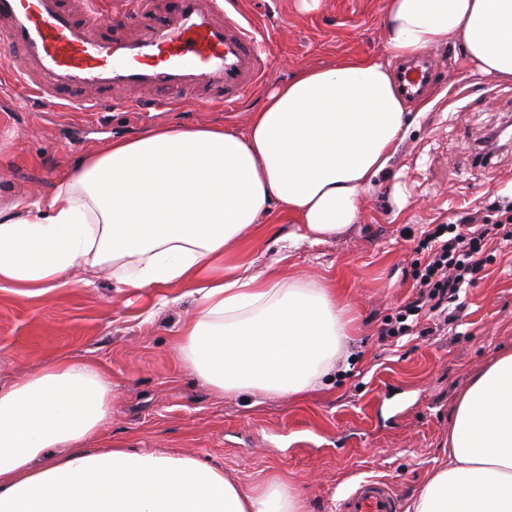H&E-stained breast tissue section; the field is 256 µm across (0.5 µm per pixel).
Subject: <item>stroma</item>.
<instances>
[{
	"instance_id": "1",
	"label": "stroma",
	"mask_w": 512,
	"mask_h": 512,
	"mask_svg": "<svg viewBox=\"0 0 512 512\" xmlns=\"http://www.w3.org/2000/svg\"><path fill=\"white\" fill-rule=\"evenodd\" d=\"M265 39L274 82L302 67L346 58L388 59L387 0H238ZM440 65L428 109L412 123L361 212L344 234L293 243L288 274L344 294L354 336L325 387L298 400L229 396L197 378L175 348L193 309L187 288L120 291L108 279L36 299L0 293V356L22 375L57 353L103 364L112 378L109 440L139 452H176L220 467L242 488L277 480L297 489L304 512H339L360 482H388L401 507L448 460V428L460 395L494 357L512 352V243L492 245L459 294L452 333L381 340L379 329L414 294L418 251L428 225L463 217L497 220L512 200V148L476 163L474 149L512 123V82H489L457 45L433 51ZM267 96L232 109L192 101L172 110L70 112L27 108L0 82V205L49 194L63 170L100 145L156 126L228 121L245 128ZM289 224H256L231 262L274 253ZM167 305H160V297Z\"/></svg>"
}]
</instances>
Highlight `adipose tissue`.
<instances>
[{
    "instance_id": "ef3b65f1",
    "label": "adipose tissue",
    "mask_w": 512,
    "mask_h": 512,
    "mask_svg": "<svg viewBox=\"0 0 512 512\" xmlns=\"http://www.w3.org/2000/svg\"><path fill=\"white\" fill-rule=\"evenodd\" d=\"M392 57L454 43L512 82V0H388ZM389 63L348 58L278 83L245 129L158 127L106 143L53 190L0 207V291L26 298L108 278L118 290L194 286L183 362L216 391L296 399L321 386L352 336L334 289L224 257L254 224L288 219L319 243L358 221L407 127ZM107 370L48 363L0 383V512H303L282 483L242 490L220 468L104 442ZM410 512H512V353L459 397L448 461Z\"/></svg>"
}]
</instances>
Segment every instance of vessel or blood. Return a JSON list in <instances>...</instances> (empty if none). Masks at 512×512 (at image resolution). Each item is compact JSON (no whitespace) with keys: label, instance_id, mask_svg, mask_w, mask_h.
Masks as SVG:
<instances>
[{"label":"vessel or blood","instance_id":"b4317fda","mask_svg":"<svg viewBox=\"0 0 512 512\" xmlns=\"http://www.w3.org/2000/svg\"><path fill=\"white\" fill-rule=\"evenodd\" d=\"M75 20L65 0H0L6 25L0 58H21L9 72L25 100H52L76 112L162 111L186 94L231 107L272 74L264 41L229 0H115L113 11L130 25L109 35L98 28V0H81ZM396 83L409 101L432 84L428 56L397 63ZM340 512H399L386 483L366 480L342 500Z\"/></svg>","mask_w":512,"mask_h":512}]
</instances>
